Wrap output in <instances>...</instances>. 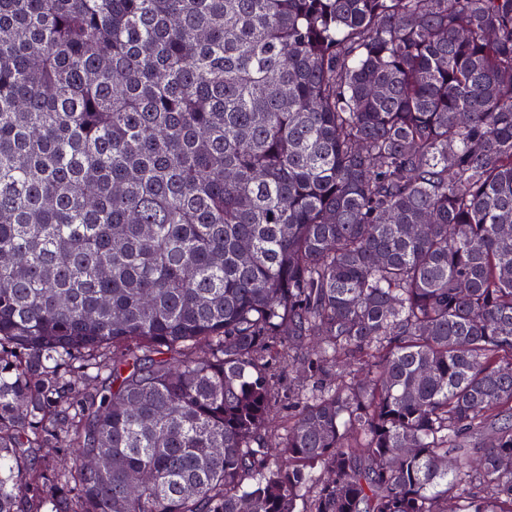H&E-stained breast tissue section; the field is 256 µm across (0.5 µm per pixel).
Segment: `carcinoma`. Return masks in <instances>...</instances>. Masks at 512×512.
I'll return each mask as SVG.
<instances>
[{"label": "carcinoma", "instance_id": "carcinoma-1", "mask_svg": "<svg viewBox=\"0 0 512 512\" xmlns=\"http://www.w3.org/2000/svg\"><path fill=\"white\" fill-rule=\"evenodd\" d=\"M245 501L512 512V0H0V512ZM273 373L275 374L276 388L279 391V398L277 399L276 407L274 409V422L272 426H277L282 420L288 417L290 409H288V399H285L283 394H288V387L299 388L298 385L302 384V378L297 377L295 373H288V367L277 366ZM281 399V400H280Z\"/></svg>", "mask_w": 512, "mask_h": 512}]
</instances>
